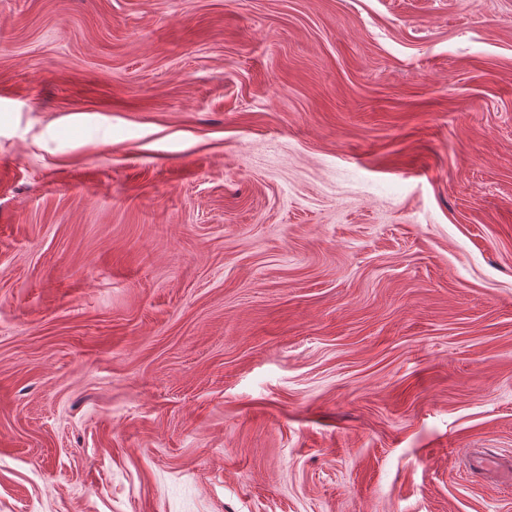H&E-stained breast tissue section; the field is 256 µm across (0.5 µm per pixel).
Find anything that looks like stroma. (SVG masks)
Wrapping results in <instances>:
<instances>
[{"label": "stroma", "instance_id": "stroma-1", "mask_svg": "<svg viewBox=\"0 0 512 512\" xmlns=\"http://www.w3.org/2000/svg\"><path fill=\"white\" fill-rule=\"evenodd\" d=\"M512 0H0V512H512Z\"/></svg>", "mask_w": 512, "mask_h": 512}]
</instances>
